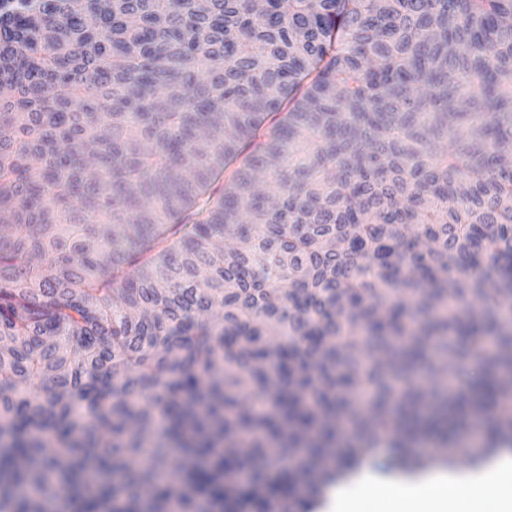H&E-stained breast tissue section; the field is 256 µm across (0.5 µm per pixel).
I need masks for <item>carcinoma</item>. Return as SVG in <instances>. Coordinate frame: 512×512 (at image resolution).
<instances>
[{
	"label": "carcinoma",
	"instance_id": "1",
	"mask_svg": "<svg viewBox=\"0 0 512 512\" xmlns=\"http://www.w3.org/2000/svg\"><path fill=\"white\" fill-rule=\"evenodd\" d=\"M0 89V512L512 448V0H0Z\"/></svg>",
	"mask_w": 512,
	"mask_h": 512
}]
</instances>
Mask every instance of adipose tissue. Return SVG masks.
Instances as JSON below:
<instances>
[{
    "mask_svg": "<svg viewBox=\"0 0 512 512\" xmlns=\"http://www.w3.org/2000/svg\"><path fill=\"white\" fill-rule=\"evenodd\" d=\"M512 476V463L500 462L473 475L436 474L421 480L384 479L365 474L353 485L335 488L325 501L326 512H445V492L457 494L462 512H512V497L478 494L480 485Z\"/></svg>",
    "mask_w": 512,
    "mask_h": 512,
    "instance_id": "adipose-tissue-1",
    "label": "adipose tissue"
}]
</instances>
